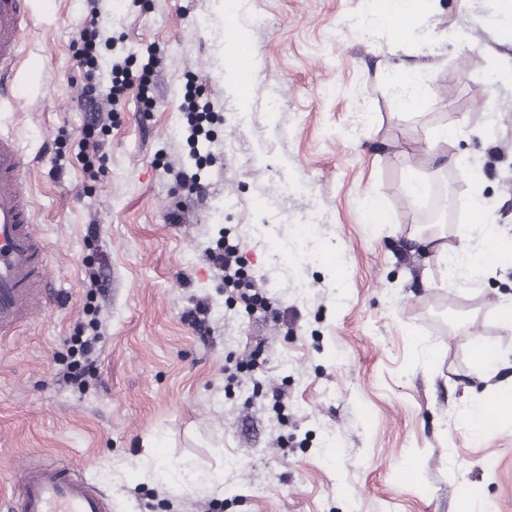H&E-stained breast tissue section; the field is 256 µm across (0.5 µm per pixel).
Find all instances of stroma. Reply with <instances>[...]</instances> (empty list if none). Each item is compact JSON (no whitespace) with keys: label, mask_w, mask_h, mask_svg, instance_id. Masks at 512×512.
I'll list each match as a JSON object with an SVG mask.
<instances>
[{"label":"stroma","mask_w":512,"mask_h":512,"mask_svg":"<svg viewBox=\"0 0 512 512\" xmlns=\"http://www.w3.org/2000/svg\"><path fill=\"white\" fill-rule=\"evenodd\" d=\"M226 2L100 0L89 75L74 60L85 0H29L14 83L26 94L0 103V132L27 157L60 296L0 341V512L34 457L78 469L112 512H456L465 486L512 512V423L475 442L461 421L488 384L471 341L512 351L497 320L512 267L455 278L433 249L464 233L478 245L466 222L477 192L512 238V83L484 80L512 63V43L480 25L500 0H433L421 38L397 49L381 28L353 35L366 0H248L260 91L245 101L224 65ZM120 56L136 72L154 61L156 77L113 105L89 171L81 95L90 81L105 89ZM403 63L422 92L409 107L394 79ZM190 88L219 114L195 146ZM460 122L447 158L431 159L434 132ZM415 174L450 187L448 218L428 221L408 196ZM371 197L389 223L364 222ZM224 236L279 320L228 300L205 258ZM309 248L339 267L305 260ZM199 303L205 337L185 319ZM81 334L98 337L82 391L66 377ZM188 462L187 485L176 476ZM405 462L407 480L395 472Z\"/></svg>","instance_id":"stroma-1"}]
</instances>
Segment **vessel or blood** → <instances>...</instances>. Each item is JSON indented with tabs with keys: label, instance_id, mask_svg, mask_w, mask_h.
<instances>
[{
	"label": "vessel or blood",
	"instance_id": "b4317fda",
	"mask_svg": "<svg viewBox=\"0 0 512 512\" xmlns=\"http://www.w3.org/2000/svg\"><path fill=\"white\" fill-rule=\"evenodd\" d=\"M29 19L28 0H0V83L15 73ZM253 61V49L239 44L227 59L247 95L255 90ZM25 168L16 141L0 134V339L42 310L52 288ZM11 502V512H109L107 497L73 468L37 459L23 464Z\"/></svg>",
	"mask_w": 512,
	"mask_h": 512
}]
</instances>
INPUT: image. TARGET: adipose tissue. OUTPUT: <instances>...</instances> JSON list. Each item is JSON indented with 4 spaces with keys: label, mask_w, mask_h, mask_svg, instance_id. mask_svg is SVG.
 I'll return each instance as SVG.
<instances>
[{
    "label": "adipose tissue",
    "mask_w": 512,
    "mask_h": 512,
    "mask_svg": "<svg viewBox=\"0 0 512 512\" xmlns=\"http://www.w3.org/2000/svg\"><path fill=\"white\" fill-rule=\"evenodd\" d=\"M430 0H369L368 9L387 31L394 46L419 37L421 18L429 11ZM477 213L476 225L482 238L479 247H470L468 241L440 244L437 256L456 261L468 274H491L499 267L512 263V241L502 237L496 218L485 199L475 198L471 204ZM464 418L474 437L486 434L488 426H501L512 421V380L496 387L471 404Z\"/></svg>",
    "instance_id": "adipose-tissue-1"
}]
</instances>
